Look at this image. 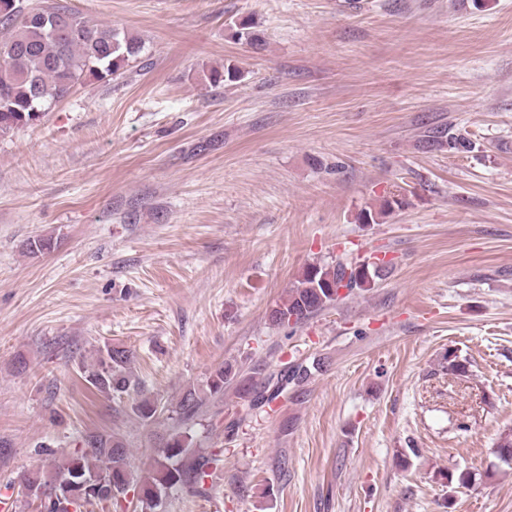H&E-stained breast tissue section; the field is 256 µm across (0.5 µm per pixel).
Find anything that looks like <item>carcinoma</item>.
Returning a JSON list of instances; mask_svg holds the SVG:
<instances>
[{
  "label": "carcinoma",
  "mask_w": 512,
  "mask_h": 512,
  "mask_svg": "<svg viewBox=\"0 0 512 512\" xmlns=\"http://www.w3.org/2000/svg\"><path fill=\"white\" fill-rule=\"evenodd\" d=\"M0 26L10 36L0 42V136L20 127L37 126L45 112L87 79L105 80L125 73L138 60L141 41L108 25L93 27L76 12L62 5L30 7L24 0H0ZM231 37L251 46L261 43L255 22L243 19L235 24ZM203 80L213 86L235 82L243 72L235 64L202 69ZM430 142L448 147L450 152H467L470 142L459 136L444 140L431 136ZM398 201L386 200L376 212L363 210L361 224H376ZM387 263L359 261L334 265L311 264L289 288L287 297L273 307L269 320L278 327L298 325L335 303L338 290L351 294L369 288L383 276ZM135 354L132 350L107 346L96 362L84 368L85 381L96 391L126 392L131 386L128 373ZM311 376L309 366L291 362L259 383L236 361L227 360L211 371L205 389L188 387L181 395L176 413L181 422L196 419L204 401L224 398V389L234 387L237 397L249 410H259L277 396L298 394ZM156 402L148 397L135 405L144 420L153 419ZM161 459L154 473L140 487L141 512H156L162 496L173 488L195 495L207 493L206 481L219 468L217 453H194L189 435L175 429L159 442ZM129 450L119 438L91 432L82 440V449L52 460L50 468L35 469L21 476L28 495L44 502V512H81L84 504L112 499L129 487Z\"/></svg>",
  "instance_id": "carcinoma-1"
}]
</instances>
